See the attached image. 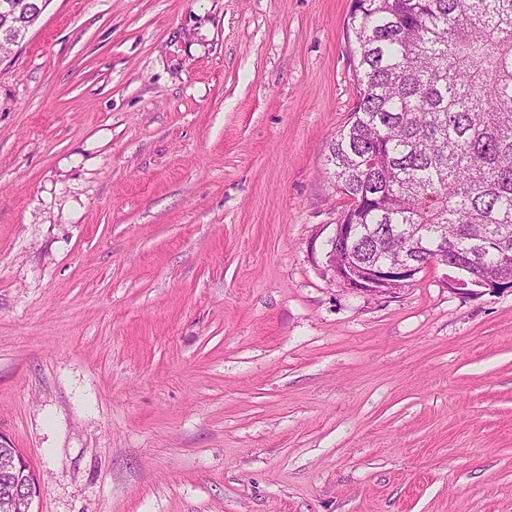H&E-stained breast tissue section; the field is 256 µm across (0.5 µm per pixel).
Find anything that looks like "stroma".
<instances>
[{
  "label": "stroma",
  "mask_w": 512,
  "mask_h": 512,
  "mask_svg": "<svg viewBox=\"0 0 512 512\" xmlns=\"http://www.w3.org/2000/svg\"><path fill=\"white\" fill-rule=\"evenodd\" d=\"M351 0H49L0 55V443L31 512H512V291L316 249ZM8 473L13 479L10 491L0 498L1 512H30L38 491V480L30 465L19 452H13Z\"/></svg>",
  "instance_id": "1"
}]
</instances>
